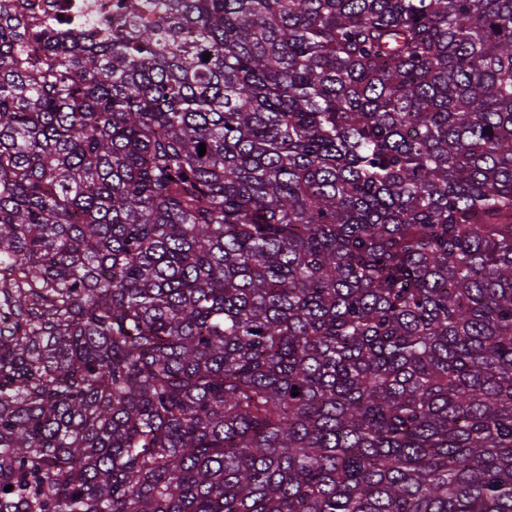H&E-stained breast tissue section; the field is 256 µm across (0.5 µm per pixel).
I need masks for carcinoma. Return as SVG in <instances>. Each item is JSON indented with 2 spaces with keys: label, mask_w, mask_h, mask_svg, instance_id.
Segmentation results:
<instances>
[{
  "label": "carcinoma",
  "mask_w": 512,
  "mask_h": 512,
  "mask_svg": "<svg viewBox=\"0 0 512 512\" xmlns=\"http://www.w3.org/2000/svg\"><path fill=\"white\" fill-rule=\"evenodd\" d=\"M0 295V512H512V0L1 8ZM115 1L118 0H3L26 8L30 13L50 21L56 28L73 27L84 22L101 30H111L116 25ZM62 14V18H59Z\"/></svg>",
  "instance_id": "1"
}]
</instances>
